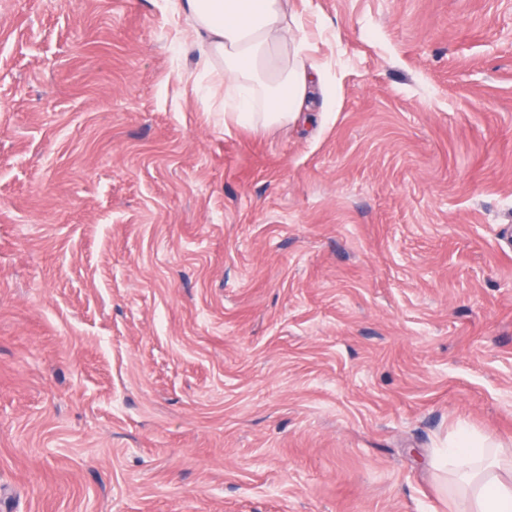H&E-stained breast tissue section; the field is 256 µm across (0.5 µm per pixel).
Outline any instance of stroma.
Here are the masks:
<instances>
[{"label":"stroma","instance_id":"1","mask_svg":"<svg viewBox=\"0 0 512 512\" xmlns=\"http://www.w3.org/2000/svg\"><path fill=\"white\" fill-rule=\"evenodd\" d=\"M255 132L165 0H0V512H456L512 450V0H291ZM492 436L460 426L448 442V452L433 460L436 472L445 476L448 492L460 497L465 512H511L512 481L499 471H512V458Z\"/></svg>","mask_w":512,"mask_h":512}]
</instances>
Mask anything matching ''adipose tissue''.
<instances>
[{"mask_svg":"<svg viewBox=\"0 0 512 512\" xmlns=\"http://www.w3.org/2000/svg\"><path fill=\"white\" fill-rule=\"evenodd\" d=\"M185 15L197 53L183 79L209 111L225 112L238 125L264 131L296 121L314 90L326 89L331 67L295 36L301 19L284 0H172ZM433 468L466 512H512V458L498 441L459 427Z\"/></svg>","mask_w":512,"mask_h":512,"instance_id":"ef3b65f1","label":"adipose tissue"}]
</instances>
